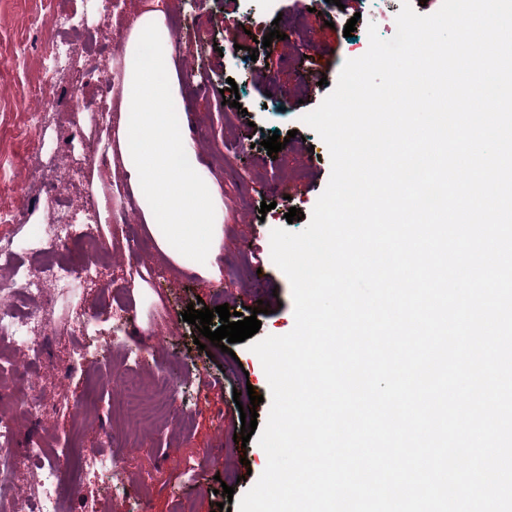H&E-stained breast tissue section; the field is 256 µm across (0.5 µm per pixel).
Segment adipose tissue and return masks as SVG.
I'll list each match as a JSON object with an SVG mask.
<instances>
[{
    "label": "adipose tissue",
    "instance_id": "1",
    "mask_svg": "<svg viewBox=\"0 0 512 512\" xmlns=\"http://www.w3.org/2000/svg\"><path fill=\"white\" fill-rule=\"evenodd\" d=\"M171 41L164 0H147L126 41L114 151L118 158H135L126 169L130 191L160 253L176 264L192 256L197 272L214 278L224 241V196L211 173L188 160V125L172 123L166 110L181 91ZM147 44L153 52L145 59Z\"/></svg>",
    "mask_w": 512,
    "mask_h": 512
}]
</instances>
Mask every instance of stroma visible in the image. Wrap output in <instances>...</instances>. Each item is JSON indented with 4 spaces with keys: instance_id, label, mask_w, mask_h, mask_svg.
<instances>
[{
    "instance_id": "35a3bbf8",
    "label": "stroma",
    "mask_w": 512,
    "mask_h": 512,
    "mask_svg": "<svg viewBox=\"0 0 512 512\" xmlns=\"http://www.w3.org/2000/svg\"><path fill=\"white\" fill-rule=\"evenodd\" d=\"M100 0H0V210L24 212L20 224H0V235L12 237L16 255L37 269L40 255L31 242L38 224L49 214L81 207L86 199L100 201L98 222L111 261L96 277L75 279L71 287L49 285L51 306L47 325L33 324L28 333L52 331L59 339L89 343L123 362L126 378L136 379L151 394L159 382L167 384L163 414L141 419L125 412L124 380L101 387L85 371L61 375L48 346V355L30 360L25 346L6 351L0 362L13 369V387L0 390V404L18 411V444L39 439L44 457L68 462L79 469L76 491L63 512H221L225 502L220 486L233 487L242 497L257 482L267 455L256 440L235 444L241 413H256L265 424L271 404L262 364L247 342L225 353L214 345L198 348L195 325L184 322L188 305L203 301L213 308L228 305L245 312L256 296L277 292V301L261 315L259 336L284 335L294 326L293 297L287 276L271 258L270 234L276 228L302 231L331 176L326 143L302 121L332 91L346 60L368 49L369 26L382 38L396 32L401 0H235L237 12L225 17L224 0H171L168 23L173 37L196 47L194 67L182 73L177 100L182 119L205 142L199 161L220 184L224 194V243L216 257L221 275L202 277L193 264L176 266L157 252L132 197L123 166L87 165L80 177L69 173L74 155L81 152V134L91 124L103 131L102 151H109L108 132L119 114L98 119L88 112H57L43 104L38 88L52 78L65 93L72 78L94 72L118 99L125 33L141 9L142 0H117L101 13ZM75 14L90 33L85 50L70 49L66 34H53L57 13ZM355 20L352 37H344L348 20ZM279 38L270 47H257L264 68L276 79L263 85L250 76V47L272 29ZM232 49L234 63L221 52ZM318 66L325 85L308 88L305 74ZM234 79L243 109L228 111L221 95L227 79ZM281 111H274V104ZM41 113L40 121L28 118ZM68 125L74 139L62 146L57 132ZM296 136L276 156H268L262 141L266 131ZM55 168L56 180L44 183L41 171ZM272 203L271 211L261 209ZM303 218L287 221L290 208ZM157 267L162 277L150 282L135 274L131 260ZM117 287L102 293L101 282ZM128 304L135 317L123 325L112 316L114 299ZM263 403L251 405L250 394ZM39 399L54 410L51 418L23 416L28 399ZM108 459L122 461L126 475L112 470H87L84 449L98 433Z\"/></svg>"
}]
</instances>
